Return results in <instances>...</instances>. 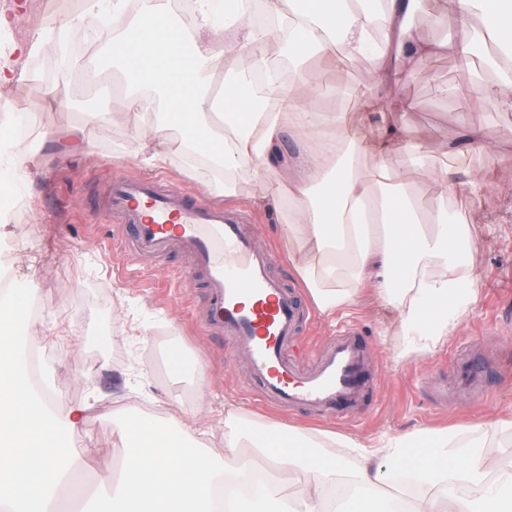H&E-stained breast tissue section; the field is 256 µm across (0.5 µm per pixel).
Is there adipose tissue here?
I'll list each match as a JSON object with an SVG mask.
<instances>
[{"instance_id":"1","label":"adipose tissue","mask_w":512,"mask_h":512,"mask_svg":"<svg viewBox=\"0 0 512 512\" xmlns=\"http://www.w3.org/2000/svg\"><path fill=\"white\" fill-rule=\"evenodd\" d=\"M292 3L286 35L279 41L292 78L268 86L265 97L275 102L270 109H258L251 89L237 78H225L221 89L213 87L218 60L247 55L264 61L268 36L246 10L220 17L222 0H194L196 37L187 51L174 41L175 27L156 0H142L134 14L128 0H82L80 9L64 13L55 28L31 32L20 50L32 55L49 41L65 46L69 31L88 13L112 20L121 30V49L103 50L98 62L123 74L127 111L149 110L151 101L143 94L148 88L174 99L177 117L190 127L206 129L213 116L231 128L228 136L206 130L193 142L194 151L223 167L228 196L241 171L264 176L276 170L283 135L292 131L301 146L299 172L287 194L265 182L254 201L275 211L287 209L292 267L315 307L332 317L368 292L396 312L407 334L425 346L437 343L474 302L477 277L467 259L469 225L444 210L419 222L407 198L389 189L397 174L390 142L399 138L412 152L421 150L406 129L386 122L387 116L405 111V102L390 95L371 101L376 118L356 135L342 113L308 109L300 101L319 95V77L308 74L310 60L332 55L340 46L359 60L373 27L382 28L384 38L373 50L370 79L389 86L436 54L511 41L512 0H486L481 9L476 0H434L433 26L465 15L463 37L455 42L412 33L409 21L417 0H386L379 17L367 0ZM489 66L493 78L473 83L469 94L495 98L512 110V49L490 55ZM368 150L377 160L364 167L359 158ZM13 353L9 338L0 339V504L10 503L12 512H56L59 493L67 488L81 512H213L206 487L222 480L224 468L193 448L187 439L190 417L179 407L167 424L144 415L119 428V440L135 446L126 469L85 490L78 476L89 451L73 448L60 432L83 421L89 404L73 406L64 417L34 406ZM453 439L444 428L421 429L377 448H359L358 459L350 463L346 451L356 442L348 437H329L319 453L313 439L288 437L275 425L258 433L233 427L224 433L225 453L249 445L274 464L301 466L307 478L292 493L270 480L236 497L230 512H323L330 490L342 481L353 491L354 512H377L373 490L400 470L428 487L411 512H512V467L495 468L478 444L459 447Z\"/></svg>"}]
</instances>
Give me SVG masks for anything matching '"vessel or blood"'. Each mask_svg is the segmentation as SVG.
Instances as JSON below:
<instances>
[{
  "label": "vessel or blood",
  "mask_w": 512,
  "mask_h": 512,
  "mask_svg": "<svg viewBox=\"0 0 512 512\" xmlns=\"http://www.w3.org/2000/svg\"><path fill=\"white\" fill-rule=\"evenodd\" d=\"M97 211L133 227L134 252L161 257L175 246L190 257L189 276L206 288L204 325L247 349L266 406L340 420L359 417L370 380L358 329L343 325L312 352L309 367L287 359L307 314L298 293L274 274L279 254L257 245L242 211L191 200L162 176L114 181Z\"/></svg>",
  "instance_id": "vessel-or-blood-1"
}]
</instances>
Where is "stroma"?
I'll return each instance as SVG.
<instances>
[{
  "instance_id": "35a3bbf8",
  "label": "stroma",
  "mask_w": 512,
  "mask_h": 512,
  "mask_svg": "<svg viewBox=\"0 0 512 512\" xmlns=\"http://www.w3.org/2000/svg\"><path fill=\"white\" fill-rule=\"evenodd\" d=\"M56 2L0 0V13L13 21L8 41H21L37 27L56 26L61 17ZM14 66L10 96L34 114L27 141L39 152L24 174L23 219L0 223V263L31 285L37 305L24 334L50 354L44 375L49 388L60 392L58 413L66 414L89 397L97 399L85 420L66 433L75 447L93 448L81 473L84 484H99L126 461L131 449L118 441L116 428L143 413L165 420L178 401L195 411L198 426L210 432L201 448L218 454L224 451L225 412L230 409L246 428L265 423L286 432L328 431L366 445L445 426L456 432L460 444L481 441L497 465H512V431L489 426L492 418L512 414V162L495 150L499 143L512 142V111L490 97L462 96L475 77V64H463L452 53L434 56L404 73L393 92L409 102L405 121L422 136L429 157L425 170L405 160L402 188L417 215L447 207L470 224L471 264L480 291L448 336L410 357L403 354L407 339L395 313L366 299L346 309L363 331L375 365L371 400L352 425L262 406L244 349L194 317L204 289L201 280L185 276L186 254L177 249L162 258L142 254L117 268L114 258L130 246V230L94 215L113 180L161 173L202 200L245 211L258 244L288 255L287 216L255 205L253 173H242L232 197L208 192L188 171L184 143L189 134L183 125L169 131L164 160H150L139 149L144 118L125 111L122 83L112 69L91 77L81 68L63 66L50 44L37 58L15 56ZM315 66L324 72L327 87L343 90L326 98V105L359 125L364 102L378 94L365 79L368 62L319 59ZM102 108L111 119L98 117ZM463 124L481 130L485 147L449 154L448 136ZM76 125L85 127L87 141L66 145L62 136ZM448 168L460 180L467 179L469 170L486 169L494 173L495 183L477 198L465 193L445 197L427 172ZM275 273L298 289L310 313L288 350L299 361L304 351L330 338L336 322L315 313L307 288L289 264ZM470 345L492 358L486 396L440 397L437 380L449 375L454 357ZM78 369L84 376L76 381L72 375Z\"/></svg>"
}]
</instances>
